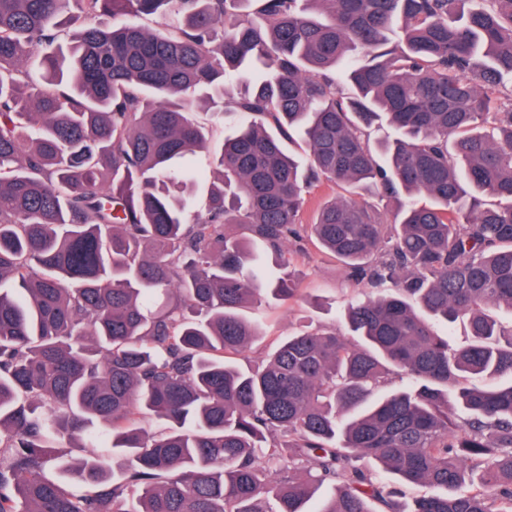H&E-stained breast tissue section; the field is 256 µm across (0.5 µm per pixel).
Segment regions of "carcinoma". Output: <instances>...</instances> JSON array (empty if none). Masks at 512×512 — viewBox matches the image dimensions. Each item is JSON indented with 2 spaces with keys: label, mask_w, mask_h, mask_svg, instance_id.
Masks as SVG:
<instances>
[{
  "label": "carcinoma",
  "mask_w": 512,
  "mask_h": 512,
  "mask_svg": "<svg viewBox=\"0 0 512 512\" xmlns=\"http://www.w3.org/2000/svg\"><path fill=\"white\" fill-rule=\"evenodd\" d=\"M226 100L217 144L191 112ZM324 179L377 203L328 201L310 236L394 294L245 369L241 310L298 296ZM500 307L512 0H0V512H512ZM380 471L437 493L406 509ZM339 195H348V193L332 182L324 181L315 186L311 191L307 206L302 213V224H311L319 203Z\"/></svg>",
  "instance_id": "carcinoma-1"
}]
</instances>
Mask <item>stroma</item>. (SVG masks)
Here are the masks:
<instances>
[{"label":"stroma","mask_w":512,"mask_h":512,"mask_svg":"<svg viewBox=\"0 0 512 512\" xmlns=\"http://www.w3.org/2000/svg\"><path fill=\"white\" fill-rule=\"evenodd\" d=\"M288 257L300 279V294L289 303L273 302L263 309L266 337L241 356L242 365L260 364L277 340L298 331L336 327L348 306L367 294L352 283L341 262L323 253L309 238L289 240Z\"/></svg>","instance_id":"obj_1"}]
</instances>
